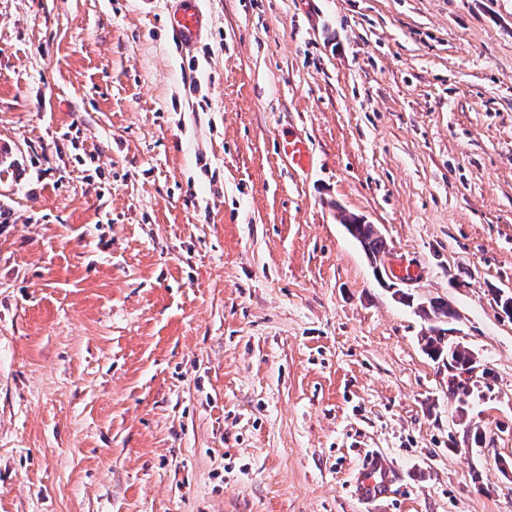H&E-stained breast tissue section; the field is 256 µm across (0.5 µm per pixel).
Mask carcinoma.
<instances>
[{
  "label": "carcinoma",
  "mask_w": 512,
  "mask_h": 512,
  "mask_svg": "<svg viewBox=\"0 0 512 512\" xmlns=\"http://www.w3.org/2000/svg\"><path fill=\"white\" fill-rule=\"evenodd\" d=\"M354 230L363 238L366 253L372 256L386 253L383 237L372 234L367 225L356 224L354 225ZM430 316L434 324L430 335L422 337L424 348L431 357L446 359L448 364L449 391L461 403L463 402V397L469 396L467 385L459 381V378L471 359L470 351L458 344L453 345L447 342L448 329L444 328V324L454 317V311L447 302L442 300L433 301L432 305H430Z\"/></svg>",
  "instance_id": "carcinoma-1"
}]
</instances>
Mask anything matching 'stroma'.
<instances>
[{
	"label": "stroma",
	"mask_w": 512,
	"mask_h": 512,
	"mask_svg": "<svg viewBox=\"0 0 512 512\" xmlns=\"http://www.w3.org/2000/svg\"><path fill=\"white\" fill-rule=\"evenodd\" d=\"M171 2L0 0V512H512V0ZM199 0H177L176 8L169 14L168 26L173 37L184 51L192 50L201 40L206 18ZM280 157L291 168H304L309 160L308 145L303 139L291 136L282 141ZM359 222L361 224H354V230L359 236H361L363 238L362 239L360 237L359 238L360 240H358L360 242V245L363 247V249L365 247V251H366V253H368V257H369L371 263L375 266L377 274L379 276L380 275L383 276V271H384L385 274L387 275L389 273V267H388L387 256L384 255L387 251L386 245H385L383 237L377 236V235H381L380 229L375 224H369L371 231L374 234H377V235H374L369 231L367 224H364V222H361V221H359ZM363 240L365 242V246H364ZM369 254L372 256H376L379 254H382V255H379L377 257H372ZM454 311L449 307L448 302L442 300H434L430 305V316L434 321L433 329L430 331V336H422L424 341V348L428 355L433 358H441L448 364V377H449V391L452 396L458 398V403L465 404L466 402L461 398L462 396L468 397L469 391L466 384L460 380L461 374L465 371L467 364L471 359V365L475 367L476 358L470 351L459 344L453 345L447 342L448 328L442 327L443 324H448V319L454 317ZM478 368L475 367L472 376L475 377ZM459 379L457 383L455 379ZM472 378V379H473ZM393 474L379 453H371L365 460V468L357 481V495L364 501H374L385 496Z\"/></svg>",
	"instance_id": "stroma-1"
}]
</instances>
